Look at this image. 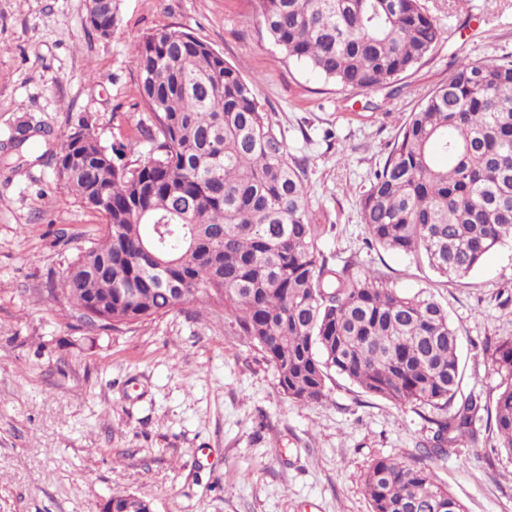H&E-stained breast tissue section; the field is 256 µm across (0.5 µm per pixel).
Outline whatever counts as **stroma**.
<instances>
[{
    "instance_id": "35a3bbf8",
    "label": "stroma",
    "mask_w": 512,
    "mask_h": 512,
    "mask_svg": "<svg viewBox=\"0 0 512 512\" xmlns=\"http://www.w3.org/2000/svg\"><path fill=\"white\" fill-rule=\"evenodd\" d=\"M88 0H0V157L29 127L31 160L0 168V512H101L116 494L154 512H370L374 459L412 463L432 436L412 406L364 393L342 376L319 403L281 392L264 354L219 305L190 304L117 330L82 322L58 278L99 233L101 217L55 176L53 156L88 126L136 166L154 119L139 92L143 40L180 26L246 78L306 159L305 198L334 263L353 261L408 293L427 289L460 337L462 394L491 403L498 377L485 341L512 336V243L450 281L426 262L370 245L356 199L419 101L461 57L512 55V0H424L443 35L396 85L345 89L288 61L257 0H112V34L86 24ZM477 440L435 462L465 512H512V460Z\"/></svg>"
}]
</instances>
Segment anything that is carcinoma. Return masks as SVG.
Here are the masks:
<instances>
[{"label": "carcinoma", "mask_w": 512, "mask_h": 512, "mask_svg": "<svg viewBox=\"0 0 512 512\" xmlns=\"http://www.w3.org/2000/svg\"><path fill=\"white\" fill-rule=\"evenodd\" d=\"M285 57L352 89L398 82L441 28L421 0H258ZM136 66L160 140L130 168L86 128L64 138L56 176L103 220L100 237L52 281L112 328L211 300L263 352L282 393L327 398L330 373L396 405L429 409L419 458L372 461L371 512H464L429 460L476 438L480 398L459 393L458 336L424 290L409 294L318 248L305 166L290 161L256 84L183 27L147 37ZM371 243L463 279L512 241V58L461 59L421 100L357 199ZM500 382L488 420L512 457V337L486 341Z\"/></svg>", "instance_id": "carcinoma-1"}]
</instances>
